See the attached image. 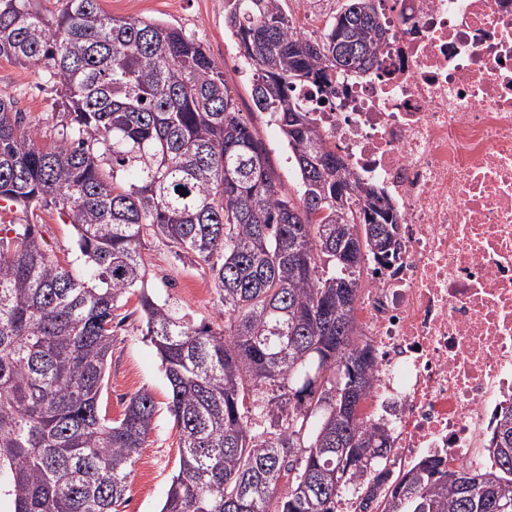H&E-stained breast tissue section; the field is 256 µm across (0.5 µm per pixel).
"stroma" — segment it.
Returning <instances> with one entry per match:
<instances>
[{
	"label": "stroma",
	"instance_id": "35a3bbf8",
	"mask_svg": "<svg viewBox=\"0 0 512 512\" xmlns=\"http://www.w3.org/2000/svg\"><path fill=\"white\" fill-rule=\"evenodd\" d=\"M100 5L115 17L163 21L200 42L222 68L239 110L267 145L280 180L290 192H297L299 178L278 127L253 105L252 69L225 28L224 0H100ZM59 87V81L42 69L0 58V98L13 101L18 111L37 123L44 144L52 141L61 119ZM0 224L43 225L45 237L60 262L66 264L76 259L74 230L68 218L59 215L55 208L17 207L0 212ZM142 255L147 268L146 288L155 300L177 309L191 322L221 326L220 304L205 265L176 256L162 241L152 237L145 238ZM118 314L123 321L112 338V364L100 406L109 418L117 419L134 394L145 391L153 396V428L133 468L122 512H159L178 468V429L167 409L168 382L146 335L137 295L123 299Z\"/></svg>",
	"mask_w": 512,
	"mask_h": 512
}]
</instances>
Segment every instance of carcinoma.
<instances>
[{
    "mask_svg": "<svg viewBox=\"0 0 512 512\" xmlns=\"http://www.w3.org/2000/svg\"><path fill=\"white\" fill-rule=\"evenodd\" d=\"M253 70L256 109L279 127L300 180L279 182L224 71L181 30L117 18L99 0H0V58L45 67L65 118L39 142L0 99V201L68 216L82 267L63 266L36 224L0 232V496L11 512H120L152 430V395L100 411L119 303L139 290L178 428L160 512H512V396L492 428L491 470L426 455L388 459L386 424L361 406L377 381L354 336L365 261L397 217L350 179L309 103L367 71L386 43L373 0H345L323 36L292 30L282 0H224ZM207 266L222 326L192 324L145 291L142 240Z\"/></svg>",
    "mask_w": 512,
    "mask_h": 512,
    "instance_id": "obj_1",
    "label": "carcinoma"
}]
</instances>
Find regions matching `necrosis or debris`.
I'll return each mask as SVG.
<instances>
[{"label":"necrosis or debris","instance_id":"obj_1","mask_svg":"<svg viewBox=\"0 0 512 512\" xmlns=\"http://www.w3.org/2000/svg\"><path fill=\"white\" fill-rule=\"evenodd\" d=\"M374 2L385 46L316 114L400 225L354 314L377 355L362 415H387L396 468L437 452L483 469L512 392V0Z\"/></svg>","mask_w":512,"mask_h":512}]
</instances>
